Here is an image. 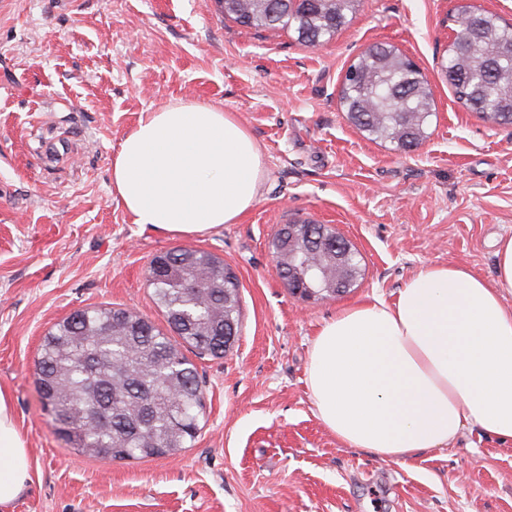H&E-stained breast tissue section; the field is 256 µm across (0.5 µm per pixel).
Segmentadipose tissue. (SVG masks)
<instances>
[{"label":"adipose tissue","mask_w":512,"mask_h":512,"mask_svg":"<svg viewBox=\"0 0 512 512\" xmlns=\"http://www.w3.org/2000/svg\"><path fill=\"white\" fill-rule=\"evenodd\" d=\"M253 136L212 104L142 113L112 161V194L135 223L194 235L237 223L264 176ZM496 280L460 265L413 274L393 300L342 309L311 341L314 413L343 445L410 456L464 429L512 440V236L497 242ZM31 461L0 392V505L24 493Z\"/></svg>","instance_id":"adipose-tissue-1"}]
</instances>
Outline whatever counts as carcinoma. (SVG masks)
<instances>
[{
	"instance_id": "obj_1",
	"label": "carcinoma",
	"mask_w": 512,
	"mask_h": 512,
	"mask_svg": "<svg viewBox=\"0 0 512 512\" xmlns=\"http://www.w3.org/2000/svg\"><path fill=\"white\" fill-rule=\"evenodd\" d=\"M361 0H224V17L254 30L294 32L307 46L329 41ZM455 11L473 23L448 46L445 75L457 100L484 120L512 127V25L469 3ZM347 118L373 140L411 152L426 137L433 98L422 73L393 46L377 42L347 68L341 87ZM293 246L273 238L278 276L296 294L306 290L298 258L318 263L327 279L336 266L323 241L349 246L346 261L361 276L358 252L333 228ZM147 281L169 330L126 309H79L53 325L37 354L35 384L56 430L75 450L102 459L174 455L200 432L204 389L183 352L220 358L230 350L226 329L240 332L237 276L219 257L192 248L155 255Z\"/></svg>"
}]
</instances>
